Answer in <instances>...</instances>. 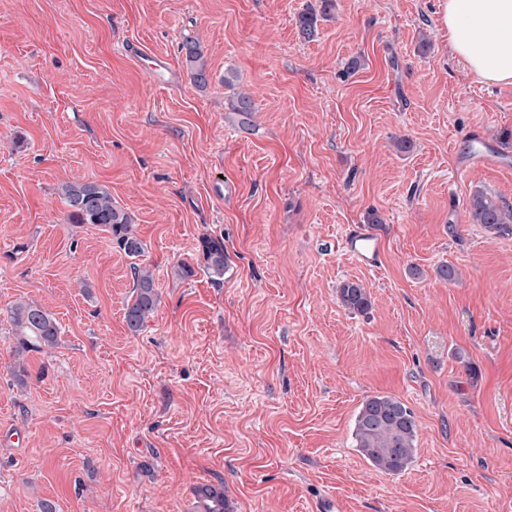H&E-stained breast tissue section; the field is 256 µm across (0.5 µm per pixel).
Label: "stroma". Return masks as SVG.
<instances>
[{"label":"stroma","mask_w":512,"mask_h":512,"mask_svg":"<svg viewBox=\"0 0 512 512\" xmlns=\"http://www.w3.org/2000/svg\"><path fill=\"white\" fill-rule=\"evenodd\" d=\"M312 2L0 0V512H196L200 484L232 512H317L330 492L338 512H512V238L448 220L479 191L512 206V168L456 160L474 130L512 152V84L450 54L439 0H336L308 39ZM74 181L111 192L141 256L69 220ZM372 212L385 251L366 270L338 241ZM136 264L160 301L134 334ZM346 279L370 310L341 306ZM21 299L57 319L56 347L17 357ZM378 393L418 425L395 475L352 439ZM182 49L185 51L191 78L196 84L205 86L209 80V72L200 45L194 39L188 38L183 42ZM200 248L206 263L205 269L214 284L224 282V271L227 264V254L224 251V241L211 236L202 237Z\"/></svg>","instance_id":"1"}]
</instances>
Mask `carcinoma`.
<instances>
[{"label": "carcinoma", "instance_id": "1", "mask_svg": "<svg viewBox=\"0 0 512 512\" xmlns=\"http://www.w3.org/2000/svg\"><path fill=\"white\" fill-rule=\"evenodd\" d=\"M193 81L201 86L208 83V67L200 45L192 38L182 44ZM233 111L245 117L253 112L251 97L234 93ZM68 218L76 224H93L110 233L125 255H141L143 246L133 230L131 216L112 200V194L94 182H67L61 186ZM470 217L495 237H512V208L484 194H476L470 202ZM200 248L211 281L224 283L227 254L224 241L205 236ZM133 299L127 304L124 321L130 332H138L158 305L153 272L145 266L133 267ZM340 304L348 311L363 313L371 306L370 294L358 280H346L337 291ZM17 344L16 354L53 348L59 342L60 326L51 313L36 304L18 301L10 310ZM355 447L375 469L399 474L412 462L417 449V423L413 411L399 398L375 394L361 404L354 421ZM199 512H228L224 489L200 484L195 489Z\"/></svg>", "mask_w": 512, "mask_h": 512}]
</instances>
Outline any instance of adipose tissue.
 <instances>
[{"label":"adipose tissue","instance_id":"obj_1","mask_svg":"<svg viewBox=\"0 0 512 512\" xmlns=\"http://www.w3.org/2000/svg\"><path fill=\"white\" fill-rule=\"evenodd\" d=\"M448 48L469 71L494 83H512V0H441Z\"/></svg>","mask_w":512,"mask_h":512}]
</instances>
